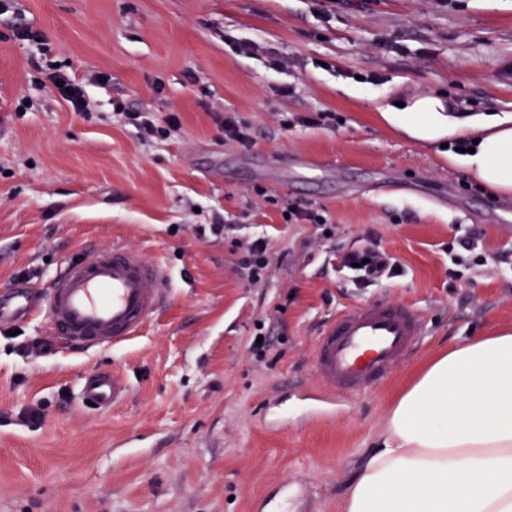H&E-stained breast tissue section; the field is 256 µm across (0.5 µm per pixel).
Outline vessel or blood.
I'll use <instances>...</instances> for the list:
<instances>
[{
	"instance_id": "vessel-or-blood-1",
	"label": "vessel or blood",
	"mask_w": 512,
	"mask_h": 512,
	"mask_svg": "<svg viewBox=\"0 0 512 512\" xmlns=\"http://www.w3.org/2000/svg\"><path fill=\"white\" fill-rule=\"evenodd\" d=\"M167 281L159 268L120 246L64 261L45 290L13 287L0 294V326L46 312L53 329L73 344L119 345L136 337L158 311ZM426 334L420 313L378 301L337 315L318 336L313 366L319 396H359L390 377ZM83 400L106 408L124 393L117 376L94 371L80 389Z\"/></svg>"
}]
</instances>
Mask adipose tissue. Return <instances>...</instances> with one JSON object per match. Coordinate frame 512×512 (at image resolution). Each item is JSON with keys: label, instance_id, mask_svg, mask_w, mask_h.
Segmentation results:
<instances>
[{"label": "adipose tissue", "instance_id": "obj_1", "mask_svg": "<svg viewBox=\"0 0 512 512\" xmlns=\"http://www.w3.org/2000/svg\"><path fill=\"white\" fill-rule=\"evenodd\" d=\"M379 112L421 142L470 131L474 152L448 153L449 167L512 196V115L464 119L436 95ZM341 512H512V331L465 338L427 364L390 406Z\"/></svg>", "mask_w": 512, "mask_h": 512}]
</instances>
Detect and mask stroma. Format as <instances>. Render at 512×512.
Segmentation results:
<instances>
[{"label": "stroma", "instance_id": "stroma-1", "mask_svg": "<svg viewBox=\"0 0 512 512\" xmlns=\"http://www.w3.org/2000/svg\"><path fill=\"white\" fill-rule=\"evenodd\" d=\"M54 72L87 81L88 111ZM436 93L465 117L512 113V0H0V287H43L112 245L167 276L121 347L68 345L42 313L0 327V512H341L417 372L512 328V198L377 112ZM117 97L178 129L142 136ZM229 116L250 146L225 138ZM277 198L326 226L285 223ZM474 230L487 261L450 281L448 246ZM257 237L258 284L241 264ZM372 239L406 274L358 289L336 252ZM378 300L421 310L424 343L367 394L314 399L317 336ZM93 370L125 384L120 404L82 402ZM32 406L40 423L21 418Z\"/></svg>", "mask_w": 512, "mask_h": 512}]
</instances>
